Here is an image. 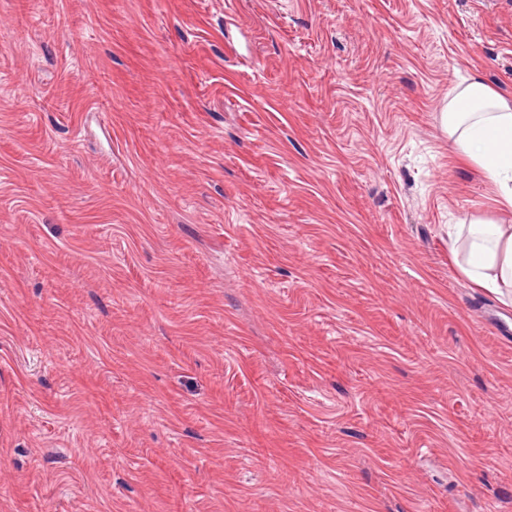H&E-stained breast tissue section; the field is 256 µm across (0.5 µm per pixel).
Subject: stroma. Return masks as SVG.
<instances>
[{"mask_svg":"<svg viewBox=\"0 0 512 512\" xmlns=\"http://www.w3.org/2000/svg\"><path fill=\"white\" fill-rule=\"evenodd\" d=\"M474 75L512 0H0V512H512ZM467 266L461 271L477 288L503 295L512 288V225L470 224Z\"/></svg>","mask_w":512,"mask_h":512,"instance_id":"35a3bbf8","label":"stroma"}]
</instances>
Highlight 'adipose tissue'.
<instances>
[{
    "label": "adipose tissue",
    "mask_w": 512,
    "mask_h": 512,
    "mask_svg": "<svg viewBox=\"0 0 512 512\" xmlns=\"http://www.w3.org/2000/svg\"><path fill=\"white\" fill-rule=\"evenodd\" d=\"M443 132L449 146L474 163L512 208V98L478 78L456 83L448 90ZM469 234L464 274L492 293L512 288V225L473 224Z\"/></svg>",
    "instance_id": "adipose-tissue-1"
}]
</instances>
